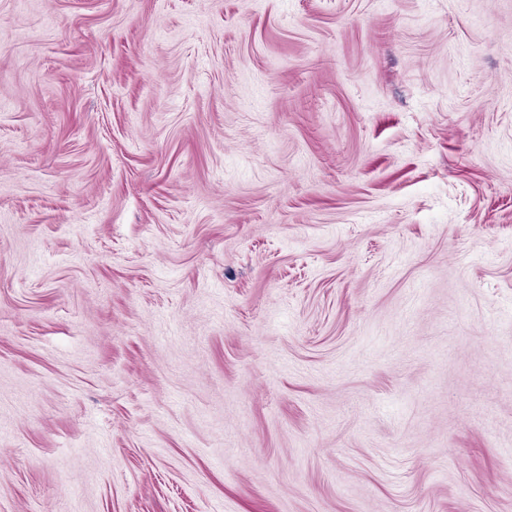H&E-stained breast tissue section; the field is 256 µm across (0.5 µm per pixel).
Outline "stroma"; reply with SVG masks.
I'll list each match as a JSON object with an SVG mask.
<instances>
[{
    "mask_svg": "<svg viewBox=\"0 0 512 512\" xmlns=\"http://www.w3.org/2000/svg\"><path fill=\"white\" fill-rule=\"evenodd\" d=\"M0 512H512V0H0Z\"/></svg>",
    "mask_w": 512,
    "mask_h": 512,
    "instance_id": "35a3bbf8",
    "label": "stroma"
}]
</instances>
